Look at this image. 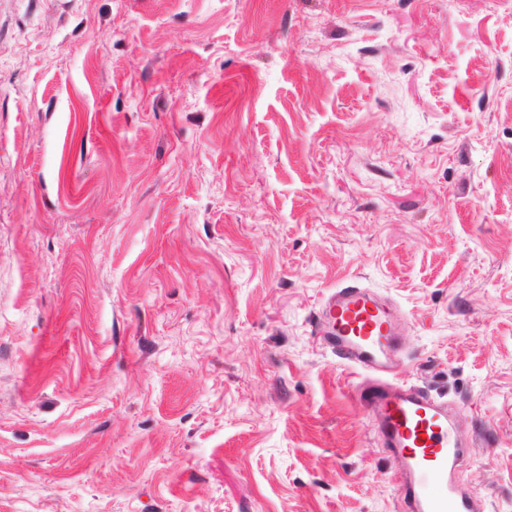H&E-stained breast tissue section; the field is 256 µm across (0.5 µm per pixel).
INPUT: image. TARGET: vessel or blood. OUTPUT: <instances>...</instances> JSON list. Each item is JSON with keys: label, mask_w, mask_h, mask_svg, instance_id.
Wrapping results in <instances>:
<instances>
[{"label": "vessel or blood", "mask_w": 512, "mask_h": 512, "mask_svg": "<svg viewBox=\"0 0 512 512\" xmlns=\"http://www.w3.org/2000/svg\"><path fill=\"white\" fill-rule=\"evenodd\" d=\"M316 334L342 364L377 374L353 396L374 413L385 447L401 462L396 480L406 512H483L481 501L450 475L465 444L453 431L447 406L388 379L398 352L388 306L360 284L339 285L317 312Z\"/></svg>", "instance_id": "obj_1"}]
</instances>
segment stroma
<instances>
[{
    "label": "stroma",
    "instance_id": "35a3bbf8",
    "mask_svg": "<svg viewBox=\"0 0 512 512\" xmlns=\"http://www.w3.org/2000/svg\"><path fill=\"white\" fill-rule=\"evenodd\" d=\"M353 279L512 512V0H0V512H401ZM320 336L342 364L363 373L396 374L398 334L388 306L370 289L341 284L326 296L317 314Z\"/></svg>",
    "mask_w": 512,
    "mask_h": 512
}]
</instances>
